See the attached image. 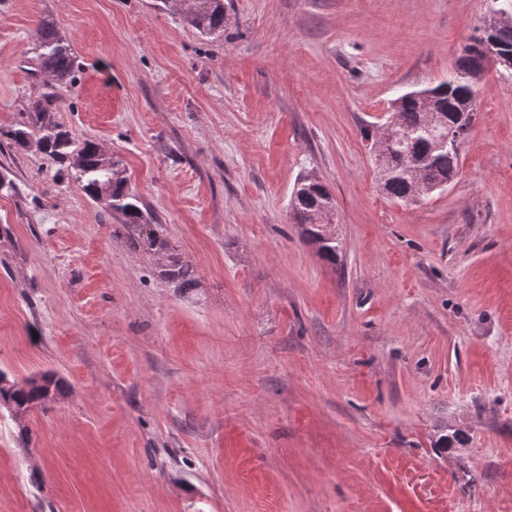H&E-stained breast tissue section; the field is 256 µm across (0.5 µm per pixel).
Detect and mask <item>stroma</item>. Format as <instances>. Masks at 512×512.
<instances>
[{"instance_id": "obj_1", "label": "stroma", "mask_w": 512, "mask_h": 512, "mask_svg": "<svg viewBox=\"0 0 512 512\" xmlns=\"http://www.w3.org/2000/svg\"><path fill=\"white\" fill-rule=\"evenodd\" d=\"M218 37L157 0H0V512H512V74L488 68L442 192H381L365 132L446 80L492 0H224ZM56 119L118 156L197 285L156 279L58 163ZM336 198L337 263L293 224ZM28 428L29 440L18 436ZM35 39L42 50L38 57L40 71L60 85L68 84L76 65L70 45L55 31L48 20H40ZM308 176L300 177L297 185ZM296 187L290 203L294 223L301 226L302 238L306 242L318 246L317 251L322 259L336 263L340 244L335 236H327L330 231L327 224L336 215V202L330 189L315 176L303 183L302 187ZM57 389L50 374L28 377L23 382H17L0 371V398L3 397L4 405L15 418H22L20 414H26L35 405L44 406L50 393L54 397Z\"/></svg>"}]
</instances>
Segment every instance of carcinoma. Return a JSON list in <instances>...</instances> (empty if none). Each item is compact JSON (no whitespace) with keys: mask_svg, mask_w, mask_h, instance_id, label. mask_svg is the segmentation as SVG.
Here are the masks:
<instances>
[{"mask_svg":"<svg viewBox=\"0 0 512 512\" xmlns=\"http://www.w3.org/2000/svg\"><path fill=\"white\" fill-rule=\"evenodd\" d=\"M182 12L187 23L202 35L224 32V0H183ZM494 12L507 16V20L494 24L490 34L484 33L476 39L471 45L472 55L458 61L454 81L405 92L389 103L387 114L394 116L396 122L391 141L386 143L379 138L377 127L366 133L377 144L374 164L378 178L382 179L380 188L391 200L412 202L417 193L424 200L439 188L448 187L458 175L460 156L438 147L435 128L444 123L454 124L457 114L464 110L470 114L476 112L477 91L469 74L488 53L499 47L512 50V0H503ZM35 39L41 49L40 71L60 85L68 84L75 69L70 45L45 19L39 21ZM58 109L55 94L40 96L33 102L34 119L6 132L5 136L20 148L34 142L62 162L72 160L69 164L72 177L101 210L118 219L131 245L162 257L154 275L193 287L196 278L192 266L171 253L163 225L147 212L140 196L129 188L121 161L93 141L75 142L56 120ZM291 215L294 223L302 228V238L317 245L322 259L336 263L340 244L328 236L327 227L336 215V202L330 189L316 177L303 183L292 193ZM56 390L57 384L50 374L17 382L0 371V398L16 418L36 405H44Z\"/></svg>","mask_w":512,"mask_h":512,"instance_id":"carcinoma-1","label":"carcinoma"}]
</instances>
